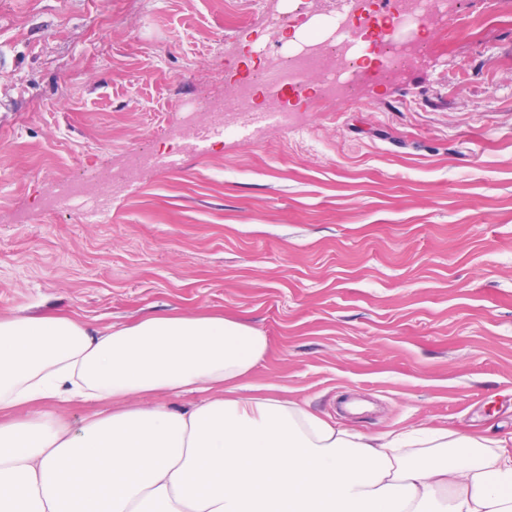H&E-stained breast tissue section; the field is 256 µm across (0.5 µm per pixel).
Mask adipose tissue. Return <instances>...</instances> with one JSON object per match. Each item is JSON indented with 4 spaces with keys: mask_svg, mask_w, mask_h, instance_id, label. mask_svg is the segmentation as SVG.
Wrapping results in <instances>:
<instances>
[{
    "mask_svg": "<svg viewBox=\"0 0 512 512\" xmlns=\"http://www.w3.org/2000/svg\"><path fill=\"white\" fill-rule=\"evenodd\" d=\"M268 339L217 314L92 330L0 318V512H512V435L418 428L378 436L298 403L241 397ZM202 393L183 408L161 392ZM109 401L57 422L49 407Z\"/></svg>",
    "mask_w": 512,
    "mask_h": 512,
    "instance_id": "adipose-tissue-1",
    "label": "adipose tissue"
}]
</instances>
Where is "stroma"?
Here are the masks:
<instances>
[{
  "label": "stroma",
  "mask_w": 512,
  "mask_h": 512,
  "mask_svg": "<svg viewBox=\"0 0 512 512\" xmlns=\"http://www.w3.org/2000/svg\"><path fill=\"white\" fill-rule=\"evenodd\" d=\"M257 0H0V316L92 329L219 312L269 339L275 387L368 435L512 432V13L360 108L281 93L300 127L183 150L179 169L58 184L169 151L265 40ZM95 195L93 181H67L60 185L54 195L47 201V204L51 209L58 211L60 199L65 198L72 202L69 213L82 214L80 209L88 206Z\"/></svg>",
  "instance_id": "35a3bbf8"
}]
</instances>
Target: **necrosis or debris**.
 Wrapping results in <instances>:
<instances>
[{"mask_svg":"<svg viewBox=\"0 0 512 512\" xmlns=\"http://www.w3.org/2000/svg\"><path fill=\"white\" fill-rule=\"evenodd\" d=\"M318 2L328 7L321 31L285 50L251 44L248 53L256 70L210 106L206 124L216 126L225 136H235L239 127L259 114L253 101L270 82L290 78L294 90L303 94L313 73L320 75L323 85L342 88V95L335 98L337 105H360L359 96L351 92L358 74L409 64L415 54L429 47L432 31H439L451 43L469 41L494 17L512 12V0H488L478 10L453 11L447 0H417L409 16L399 14L397 0H373L362 13L355 10L352 0Z\"/></svg>","mask_w":512,"mask_h":512,"instance_id":"necrosis-or-debris-1","label":"necrosis or debris"}]
</instances>
